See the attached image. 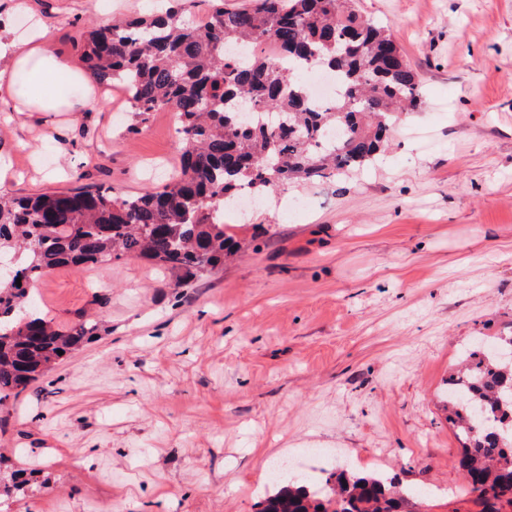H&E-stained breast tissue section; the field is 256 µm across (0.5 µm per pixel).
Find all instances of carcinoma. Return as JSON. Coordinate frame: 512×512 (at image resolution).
I'll use <instances>...</instances> for the list:
<instances>
[{
	"label": "carcinoma",
	"instance_id": "obj_1",
	"mask_svg": "<svg viewBox=\"0 0 512 512\" xmlns=\"http://www.w3.org/2000/svg\"><path fill=\"white\" fill-rule=\"evenodd\" d=\"M163 14L93 27L82 56L98 81H119L138 125L168 110L179 115V170L136 196L70 188L0 198V256L18 258L0 280V410L99 334L80 319L57 325L31 307L28 285L59 267H103L144 258L175 275L174 286L224 267L233 241L224 207L240 189L260 198L290 183L333 181L389 147L398 116L422 107L418 75L384 28L345 0H208L198 24L176 3ZM267 37L289 66L251 52ZM341 80L336 103L315 109L302 70ZM21 285H16V279ZM63 354H58V351ZM448 422L462 443L458 466L482 512L512 507V336L473 345L448 378ZM24 470L0 474V497L28 486ZM320 497L306 483L274 482L259 512H411L399 481L338 467Z\"/></svg>",
	"mask_w": 512,
	"mask_h": 512
}]
</instances>
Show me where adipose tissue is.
<instances>
[{"label":"adipose tissue","mask_w":512,"mask_h":512,"mask_svg":"<svg viewBox=\"0 0 512 512\" xmlns=\"http://www.w3.org/2000/svg\"><path fill=\"white\" fill-rule=\"evenodd\" d=\"M25 74L33 78L36 89L22 97L17 88ZM104 99L84 70L54 51L46 28L37 27L22 39L0 35V102L13 111L47 118L56 112H76Z\"/></svg>","instance_id":"ef3b65f1"}]
</instances>
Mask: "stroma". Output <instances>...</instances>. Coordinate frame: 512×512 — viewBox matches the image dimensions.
<instances>
[{
  "mask_svg": "<svg viewBox=\"0 0 512 512\" xmlns=\"http://www.w3.org/2000/svg\"><path fill=\"white\" fill-rule=\"evenodd\" d=\"M11 2L12 36L40 19L78 65L91 25L169 5ZM352 6L389 27L423 107L360 173L225 212L238 248L191 287L137 258L35 283L48 318L103 332L0 412V455L41 484L0 512H257L273 460L317 488L345 461L398 477L416 512H480L442 398L463 348L512 334V0ZM109 89V111L47 125L0 111V195L161 184L176 114L136 124Z\"/></svg>",
  "mask_w": 512,
  "mask_h": 512,
  "instance_id": "35a3bbf8",
  "label": "stroma"
}]
</instances>
